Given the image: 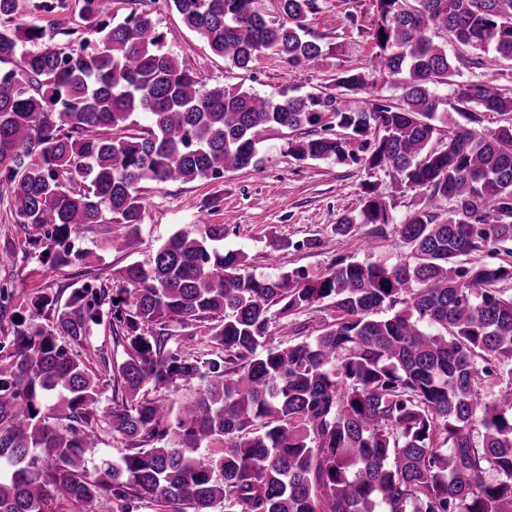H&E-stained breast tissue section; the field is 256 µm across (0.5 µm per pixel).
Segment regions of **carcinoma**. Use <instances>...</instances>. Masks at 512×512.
<instances>
[{"label": "carcinoma", "instance_id": "cac0c4a2", "mask_svg": "<svg viewBox=\"0 0 512 512\" xmlns=\"http://www.w3.org/2000/svg\"><path fill=\"white\" fill-rule=\"evenodd\" d=\"M209 50L248 70L270 51L292 67L328 55L310 23L318 0H168ZM379 53L368 69L401 77L398 104L342 70L336 93L281 94L207 86L169 48L153 12L114 22L112 0H82L96 39L79 53L35 44L0 0V202L27 245L50 263H83L69 244L80 224L124 225L110 240L133 249L145 182H192L256 167L262 133L300 130L299 161L364 163L422 192L395 234L412 261L387 267L345 257L323 273L256 277L219 246L224 225L179 230L153 260L117 270L122 288H71L46 328L0 343V512H48L55 498L134 512H512V264L462 257L512 244V124L480 126L471 109L512 112L491 83L461 80L491 52L512 62V0H371ZM444 34L439 42L428 35ZM455 87V101L437 92ZM454 111L463 121L450 120ZM145 114L140 130L133 117ZM448 138L442 139V131ZM373 140L368 157L348 150ZM390 202L364 186L359 216L386 232ZM324 300L336 319L313 338L268 343L283 316ZM210 321L215 354L185 356L163 324ZM108 324L125 359L112 366L122 401L107 413L133 448L87 475L95 447L85 423L110 382L75 352ZM501 385L480 400L488 381ZM198 383L176 421L172 404L140 395L149 383ZM229 441L218 458L200 450ZM495 476L488 480L487 472Z\"/></svg>", "mask_w": 512, "mask_h": 512}]
</instances>
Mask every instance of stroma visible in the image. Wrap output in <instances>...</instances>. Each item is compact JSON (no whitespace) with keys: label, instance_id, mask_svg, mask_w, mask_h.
I'll return each mask as SVG.
<instances>
[{"label":"stroma","instance_id":"obj_1","mask_svg":"<svg viewBox=\"0 0 512 512\" xmlns=\"http://www.w3.org/2000/svg\"><path fill=\"white\" fill-rule=\"evenodd\" d=\"M38 2L18 0L17 22L43 29L56 49L80 51L87 36L81 0H65L64 8L51 13L39 10ZM320 6L311 27L322 44L331 47L328 59L295 68L268 52L248 71L213 55L197 34L182 26L166 0H154L151 9L167 34L169 47L204 83L242 86L276 98L284 92L293 95L334 91L337 71L366 66L376 52L371 34L358 32V26L349 22L354 14L358 25H370V0H320ZM296 137V132L285 128L267 130L260 145V164L225 173L219 180L146 184L138 239L133 251L126 255L106 249L112 235L118 232V225L85 224L72 233L70 242L75 249L89 252L86 263L53 266L39 251L26 245L22 225L7 203H0V251L13 253L9 261L0 264V284H8L13 293L7 316H0V337L12 335L21 317L34 328L51 325L53 308L38 310L33 303L44 295L65 303L71 283L118 291L119 285L112 279L114 268L151 259L174 232L193 228L202 220L223 225L224 248L241 252L246 259L245 272L256 276L299 267L322 273L341 256L385 266L407 260V252L393 233L374 238L371 249L366 251L362 248L366 225H357L347 236L334 234L333 227L344 216L359 213L365 183L378 184L380 191L391 198L390 216L397 224L419 203L420 192L361 164L295 160L288 143ZM311 239L318 240V247H308ZM335 316V308L324 302L285 320L272 316L268 340L277 346L287 344L292 336L318 335ZM284 322L289 325L285 337L280 334ZM77 352L97 370L103 360L114 363L123 357L122 348L114 343L112 331L105 325L94 327ZM114 404L107 391L92 411L89 428L97 436V446L88 454L89 466L120 460L129 451L126 440L112 433L106 423L105 415Z\"/></svg>","mask_w":512,"mask_h":512}]
</instances>
